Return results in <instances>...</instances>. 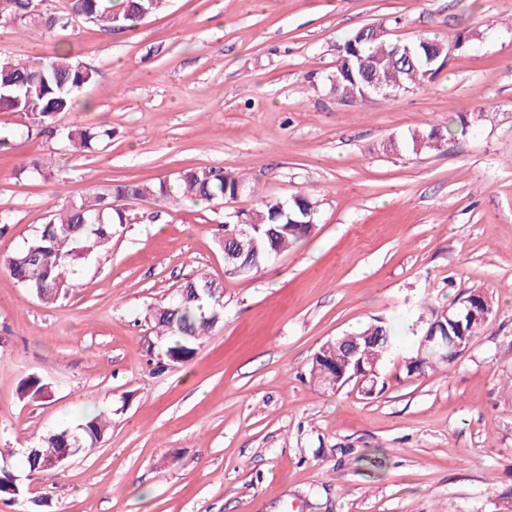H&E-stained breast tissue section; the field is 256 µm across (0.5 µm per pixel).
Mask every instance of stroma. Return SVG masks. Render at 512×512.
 Wrapping results in <instances>:
<instances>
[{
	"instance_id": "35a3bbf8",
	"label": "stroma",
	"mask_w": 512,
	"mask_h": 512,
	"mask_svg": "<svg viewBox=\"0 0 512 512\" xmlns=\"http://www.w3.org/2000/svg\"><path fill=\"white\" fill-rule=\"evenodd\" d=\"M0 22V58L72 49L94 74L59 124L104 126L91 153L20 137L0 112V261L44 224L113 183L174 181L185 168L243 174L256 193L313 197L314 229L248 277L224 274L221 205L175 193L129 204L110 247L45 305L0 265V452L16 464L49 430L108 411L90 453L39 474L0 512H512V0H168L132 30L36 0ZM389 41L471 36L423 88L346 99L322 78L356 29ZM481 113L477 134L417 153L414 129ZM53 159L44 183L22 165ZM224 290V321L187 363L157 367L147 312L199 272ZM480 287L488 327L450 367L385 389L315 385L326 341L381 317L415 323ZM47 399L20 397L29 376Z\"/></svg>"
}]
</instances>
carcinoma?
I'll list each match as a JSON object with an SVG mask.
<instances>
[{
  "label": "carcinoma",
  "instance_id": "carcinoma-1",
  "mask_svg": "<svg viewBox=\"0 0 512 512\" xmlns=\"http://www.w3.org/2000/svg\"><path fill=\"white\" fill-rule=\"evenodd\" d=\"M164 0H70L71 12L90 16L91 22L107 29L122 26L130 29L159 12ZM34 0H0V18L13 15L34 16ZM460 36L445 42L421 37L407 45L384 39L382 30L369 27L355 31L344 41L334 70L328 75L331 88L349 98L372 93L370 79L381 77L401 93L421 86L447 65L448 50H460ZM93 80V73L65 50L45 61L0 59V112L20 118L21 131L30 135L61 132L71 150L90 151L112 138V130L74 125L59 129L58 119L73 110L82 90ZM445 142L441 128L432 126L413 130L406 137L412 151L438 149ZM178 187L196 201L215 204L232 199L245 190L246 181L235 174L215 168H188L179 173ZM171 186L165 181L156 185L124 182L111 185L106 192L94 195L88 202L49 215L45 224L24 245L4 261L5 268L31 295L45 303L66 297L74 287L72 276L79 263L112 242L114 225L127 220L125 206L152 195L167 197ZM315 202L307 194L287 201L258 196L257 207L243 213L251 224L260 225V251L247 241L237 255L224 258V266L244 277L267 263L270 253L279 254L288 245L306 238L314 228ZM207 274L178 286L170 302L149 314L156 329L160 347L155 358L163 364H183L196 353L202 336L224 316L223 289L209 288ZM466 303L455 299L447 312L431 310L430 318L418 317L420 336L472 337L487 327L493 313L489 296L481 289L466 293ZM359 346L357 357L366 367L378 368L382 360L397 348V338L389 322L376 319L360 331L349 334ZM343 359L340 348L321 345L312 359L310 378L319 387L334 374ZM407 373L422 371L437 362L451 365L444 352L430 342L405 357ZM18 392L28 399L51 397V386L37 376L23 380ZM110 428L108 415L96 412L84 416L73 428H65L44 436L39 446L29 448L25 467L30 473L43 470V459L59 449H85L100 444Z\"/></svg>",
  "mask_w": 512,
  "mask_h": 512
}]
</instances>
